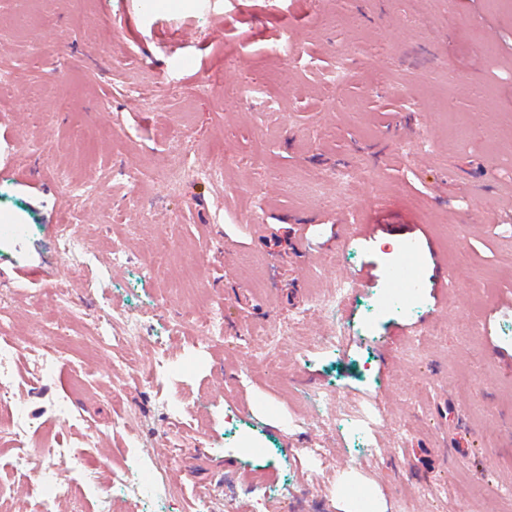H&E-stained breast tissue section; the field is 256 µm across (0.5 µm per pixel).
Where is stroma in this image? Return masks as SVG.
<instances>
[{
    "instance_id": "1",
    "label": "stroma",
    "mask_w": 512,
    "mask_h": 512,
    "mask_svg": "<svg viewBox=\"0 0 512 512\" xmlns=\"http://www.w3.org/2000/svg\"><path fill=\"white\" fill-rule=\"evenodd\" d=\"M143 3L0 0V337L31 345L0 360V512H32L12 463L47 443L59 512L142 457L164 490L111 512H512V9ZM408 247L417 294L385 306ZM115 311L140 336L89 352ZM72 224H61V230L57 238V248L60 253L68 256L75 265H79L85 253L92 255V247L83 239L71 232Z\"/></svg>"
}]
</instances>
